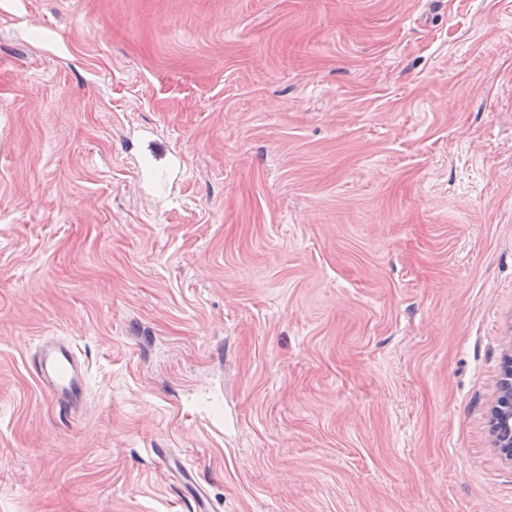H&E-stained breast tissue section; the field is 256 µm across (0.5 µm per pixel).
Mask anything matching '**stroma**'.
<instances>
[{
    "mask_svg": "<svg viewBox=\"0 0 512 512\" xmlns=\"http://www.w3.org/2000/svg\"><path fill=\"white\" fill-rule=\"evenodd\" d=\"M511 346L512 0H0V512H512ZM145 145L146 150L155 162L160 163L163 161L160 167L154 168V174L162 173L164 176L169 175L177 158V155L171 150L169 143L157 138L148 137ZM35 373L60 415L72 416L83 406L87 368L71 344L56 339L44 340L39 348ZM512 348L504 354L502 372L490 411L493 447L502 459L512 463ZM166 466L174 467L181 476V479L192 488L191 510L193 512H213L210 509V501L205 487L197 481L195 473L187 468L178 457L172 455L166 448H157L153 451Z\"/></svg>",
    "mask_w": 512,
    "mask_h": 512,
    "instance_id": "35a3bbf8",
    "label": "stroma"
}]
</instances>
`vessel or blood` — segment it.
Wrapping results in <instances>:
<instances>
[{
	"instance_id": "vessel-or-blood-1",
	"label": "vessel or blood",
	"mask_w": 512,
	"mask_h": 512,
	"mask_svg": "<svg viewBox=\"0 0 512 512\" xmlns=\"http://www.w3.org/2000/svg\"><path fill=\"white\" fill-rule=\"evenodd\" d=\"M145 145L151 158L159 162L160 173L169 175L176 159L169 144L150 138ZM35 373L60 415L71 416L83 406L87 392V368L71 344L56 339L44 340L39 348ZM156 454L163 464L177 469L182 480L190 485L192 512H211L207 491L197 481L194 472L167 449H157Z\"/></svg>"
}]
</instances>
